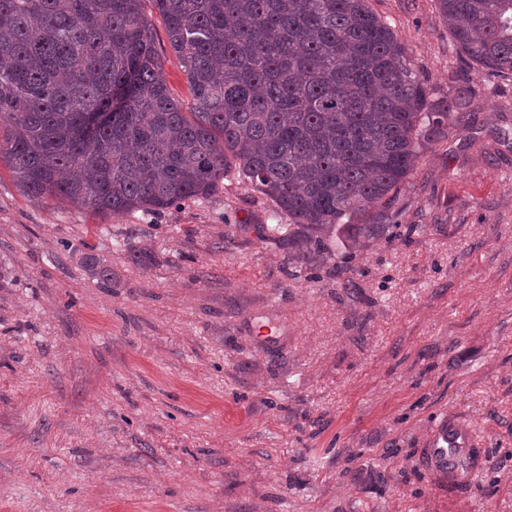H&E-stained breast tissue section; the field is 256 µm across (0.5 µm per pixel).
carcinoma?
<instances>
[{
	"mask_svg": "<svg viewBox=\"0 0 512 512\" xmlns=\"http://www.w3.org/2000/svg\"><path fill=\"white\" fill-rule=\"evenodd\" d=\"M151 2L182 61L191 111L170 94ZM462 53L512 77V0H438ZM366 0H0V164L34 199L94 213L206 198L231 169L288 223V249L386 234L422 141L464 117L437 110ZM98 280L112 272L92 254Z\"/></svg>",
	"mask_w": 512,
	"mask_h": 512,
	"instance_id": "obj_1",
	"label": "carcinoma"
}]
</instances>
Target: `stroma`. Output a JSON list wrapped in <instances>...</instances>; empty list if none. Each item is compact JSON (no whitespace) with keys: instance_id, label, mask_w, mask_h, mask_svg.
I'll return each mask as SVG.
<instances>
[{"instance_id":"1","label":"stroma","mask_w":512,"mask_h":512,"mask_svg":"<svg viewBox=\"0 0 512 512\" xmlns=\"http://www.w3.org/2000/svg\"><path fill=\"white\" fill-rule=\"evenodd\" d=\"M368 6L434 101H472L365 247L292 257L234 170L115 216L0 165V512H512V79L460 53L436 0ZM445 419L472 427L473 473L425 469Z\"/></svg>"}]
</instances>
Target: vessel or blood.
I'll return each mask as SVG.
<instances>
[{
  "label": "vessel or blood",
  "instance_id": "1",
  "mask_svg": "<svg viewBox=\"0 0 512 512\" xmlns=\"http://www.w3.org/2000/svg\"><path fill=\"white\" fill-rule=\"evenodd\" d=\"M474 435L470 427L448 421L436 426L427 444L424 464L429 472L455 474L462 462L471 461Z\"/></svg>",
  "mask_w": 512,
  "mask_h": 512
}]
</instances>
